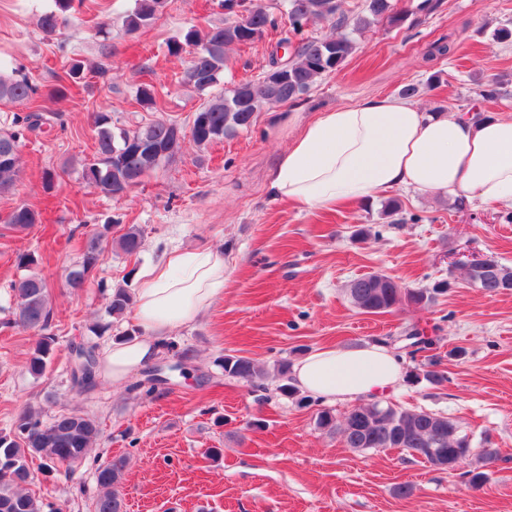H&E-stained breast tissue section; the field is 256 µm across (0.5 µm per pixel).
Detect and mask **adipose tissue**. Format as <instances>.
Segmentation results:
<instances>
[{"label":"adipose tissue","mask_w":512,"mask_h":512,"mask_svg":"<svg viewBox=\"0 0 512 512\" xmlns=\"http://www.w3.org/2000/svg\"><path fill=\"white\" fill-rule=\"evenodd\" d=\"M400 187L512 207V118L426 112L391 96L368 99L320 113L279 156L270 181L277 198L310 208L368 200ZM227 279L216 251L165 255L138 282L133 318L141 336L107 351L102 376L123 383L173 329L222 298ZM401 372L388 348L373 344L316 349L292 367L291 377L309 394L346 401L395 390Z\"/></svg>","instance_id":"adipose-tissue-1"}]
</instances>
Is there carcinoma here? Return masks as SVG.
Masks as SVG:
<instances>
[{"label":"carcinoma","instance_id":"1","mask_svg":"<svg viewBox=\"0 0 512 512\" xmlns=\"http://www.w3.org/2000/svg\"><path fill=\"white\" fill-rule=\"evenodd\" d=\"M75 0H54L55 9L44 13L40 26L47 34L56 32L61 15L73 9ZM167 0H135L134 9L123 20L128 31H136L152 24ZM224 9L232 15L221 25H214L201 33L187 30L183 38L168 44L172 56L189 55L184 71L185 81L204 92L221 83L227 66L226 50L232 46L252 44L270 29L278 27L277 19L265 8L247 0H224ZM368 15L352 22L341 12V0H287L288 38L294 45L293 53L284 59L278 50L270 54L269 69L255 81L240 82L217 93L194 114L189 130L167 118H157L134 131L115 129L111 112L101 110L93 115L97 130L96 150L92 158L83 161L81 177L84 183L108 197H116L136 178H144L168 161L181 141L189 138L202 146L213 143L240 130L249 129L258 112L275 104H286L307 93L324 74L337 70L354 49L353 39L347 34L325 38L308 35L307 27L314 20H330L338 28L352 26L358 32L370 24V18L386 17L400 23L403 17L394 11L392 0H368ZM83 66L72 61L66 70L67 84L53 89V94L65 97L69 87L80 82ZM37 87L24 75L0 74V101L31 104L29 112L16 115L12 126L0 128V192L9 190L20 174V148L24 133L34 132L52 122V116L32 106ZM135 103L155 112L154 91L141 86ZM38 221L35 211L19 207L8 216L7 223L26 230ZM92 234L85 243L80 261L68 270L66 287L77 292L84 288L89 275L97 268L104 251L105 231ZM142 228L132 224L113 243L128 255L137 254L143 242ZM498 267L494 273L473 269L467 279L479 283L485 293L495 295L502 283L512 281V266L493 259ZM47 281L38 275H29L14 283V318L11 324L39 335L36 348L27 369L35 376L45 373L54 350L56 336L49 333L52 310L47 303ZM445 292L443 285L433 288H407L384 274H368L352 280L347 293L352 304L375 314L390 311L396 303H430L434 295ZM133 303L127 288L114 289L108 298L107 313L122 316ZM76 362L72 369L73 384L80 388L95 383L97 370L96 346L75 348ZM438 359L427 357L424 377L440 385L448 381L442 371L435 370ZM224 375L242 380L253 390L265 389L269 370L246 356L226 355L221 361ZM341 432L347 447L355 450L437 448L438 457L426 455L424 462L439 469H448V458L463 462L474 456L476 461L460 473V478L471 488L479 489L489 480L490 462L500 458L499 449L484 440L480 449L472 447L468 436L461 434L451 418L424 409L411 410L379 400L348 410L341 422ZM101 436L99 422L84 413L69 412L42 421L32 408L23 411L17 432L0 431V512H44V502L27 485L33 481L29 459L37 456L41 468L51 471L61 466L71 469L81 464L88 451ZM126 459L116 457L99 464L96 481L100 494L93 502V512H123L122 479Z\"/></svg>","mask_w":512,"mask_h":512}]
</instances>
